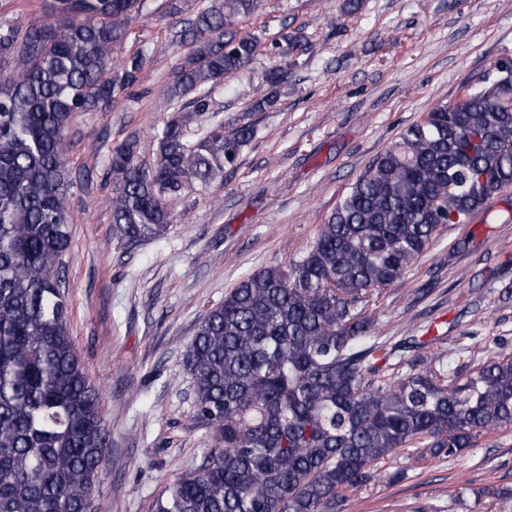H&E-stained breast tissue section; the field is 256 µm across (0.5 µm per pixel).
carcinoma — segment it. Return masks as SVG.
Segmentation results:
<instances>
[{
  "mask_svg": "<svg viewBox=\"0 0 512 512\" xmlns=\"http://www.w3.org/2000/svg\"><path fill=\"white\" fill-rule=\"evenodd\" d=\"M261 0H207L180 37L190 51L168 83L180 102L156 138L112 150L118 239L167 236L168 200L224 174L253 135L211 125L203 91L250 68L255 36L236 26ZM145 0H44V15L0 23V512H100L93 487L109 434L75 351L58 270L70 246L69 130L133 86L146 63L114 53ZM512 59L457 104L436 105L379 154L289 267H261L211 308L185 353L210 448L155 512H334L397 452L452 457L512 427V354L468 373L412 337L381 359L377 304L439 229L468 224L512 185Z\"/></svg>",
  "mask_w": 512,
  "mask_h": 512,
  "instance_id": "cac0c4a2",
  "label": "carcinoma"
}]
</instances>
